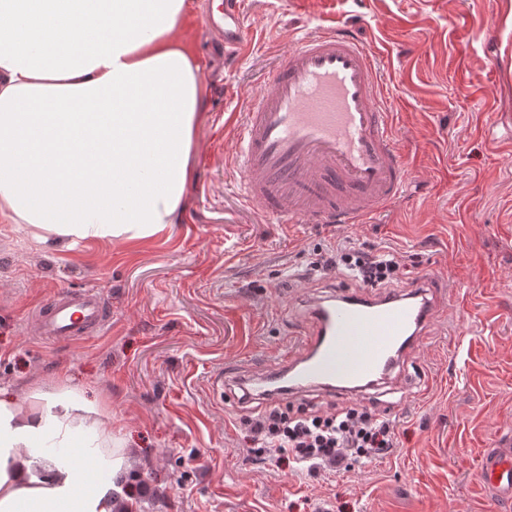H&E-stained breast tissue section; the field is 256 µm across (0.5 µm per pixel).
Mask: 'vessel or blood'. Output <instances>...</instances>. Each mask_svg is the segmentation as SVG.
<instances>
[{"label":"vessel or blood","instance_id":"vessel-or-blood-1","mask_svg":"<svg viewBox=\"0 0 512 512\" xmlns=\"http://www.w3.org/2000/svg\"><path fill=\"white\" fill-rule=\"evenodd\" d=\"M247 0H224L205 25L237 60L253 29ZM227 159L244 205L286 224H362L399 202L409 167L395 138L377 56L347 27L302 34L266 77L234 127ZM317 327L268 368L235 376L245 400L324 390L357 396L379 386L438 315L425 291L381 298L347 291L317 300ZM111 320L99 290L54 296L40 310V335L81 341ZM490 496L512 503V436L485 449L477 470Z\"/></svg>","mask_w":512,"mask_h":512}]
</instances>
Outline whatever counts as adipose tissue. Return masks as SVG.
<instances>
[{
  "instance_id": "1",
  "label": "adipose tissue",
  "mask_w": 512,
  "mask_h": 512,
  "mask_svg": "<svg viewBox=\"0 0 512 512\" xmlns=\"http://www.w3.org/2000/svg\"><path fill=\"white\" fill-rule=\"evenodd\" d=\"M190 0H0V212L41 242L145 239L186 207ZM129 451L64 385L0 387V512H114Z\"/></svg>"
}]
</instances>
